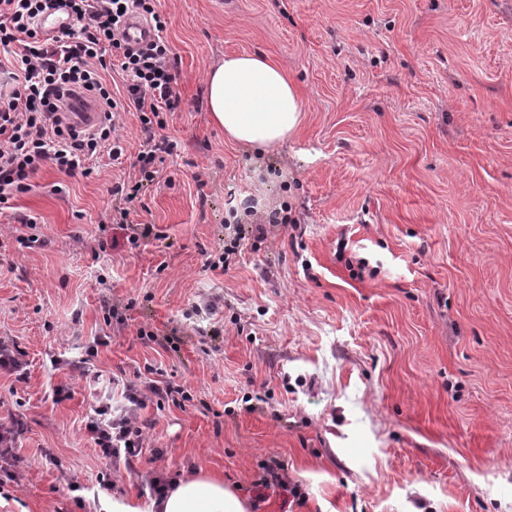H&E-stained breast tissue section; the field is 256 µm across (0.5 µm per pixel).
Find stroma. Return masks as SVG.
Here are the masks:
<instances>
[{
    "instance_id": "stroma-1",
    "label": "stroma",
    "mask_w": 512,
    "mask_h": 512,
    "mask_svg": "<svg viewBox=\"0 0 512 512\" xmlns=\"http://www.w3.org/2000/svg\"><path fill=\"white\" fill-rule=\"evenodd\" d=\"M157 9L178 58L181 104L162 130L176 148L127 209L164 239L130 243L111 221L144 140L133 112L122 163L89 178L43 167L0 209V340L28 369L23 382L0 372V425H25L0 512H82L69 476L97 490V512L143 508L148 471L192 469L223 476L252 512H512V0ZM228 52L266 56L301 91V125L265 157L208 112L206 74ZM275 210L286 223H268ZM22 214L38 223L29 248ZM234 219L245 238L229 270L206 269ZM107 301L127 322L86 358ZM80 359L97 390L70 371ZM148 366L193 400L142 409L141 461L106 470L87 417L123 405L113 372ZM274 460L298 493L256 500Z\"/></svg>"
}]
</instances>
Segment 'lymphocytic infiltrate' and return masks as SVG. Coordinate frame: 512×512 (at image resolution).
<instances>
[{"label":"lymphocytic infiltrate","mask_w":512,"mask_h":512,"mask_svg":"<svg viewBox=\"0 0 512 512\" xmlns=\"http://www.w3.org/2000/svg\"><path fill=\"white\" fill-rule=\"evenodd\" d=\"M65 13L61 31L39 27L42 16ZM148 19L157 33L154 41L129 48L122 37L126 14ZM165 23L156 0H0V51L12 63L0 65V205L30 191V180L41 166L58 172L91 177L101 156L121 160L125 148L116 134L123 113L136 112L145 135L137 155V179L114 185L113 196L133 201L144 184L155 181L158 162L175 144L156 137L163 113L181 103L175 74L177 59L166 41ZM123 79L114 93L105 73ZM93 97L102 115L85 128L70 121L66 105L77 95ZM126 405L113 413L111 405L93 408L85 429L102 459L133 467L142 453L150 420L139 411L147 405L189 401L185 388L135 376L122 381Z\"/></svg>","instance_id":"1"}]
</instances>
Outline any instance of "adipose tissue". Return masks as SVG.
<instances>
[{"label": "adipose tissue", "mask_w": 512, "mask_h": 512, "mask_svg": "<svg viewBox=\"0 0 512 512\" xmlns=\"http://www.w3.org/2000/svg\"><path fill=\"white\" fill-rule=\"evenodd\" d=\"M208 110L227 141L264 154L302 121L296 85L259 54L230 55L207 74ZM156 512H249L222 479L197 470L174 480Z\"/></svg>", "instance_id": "ef3b65f1"}]
</instances>
